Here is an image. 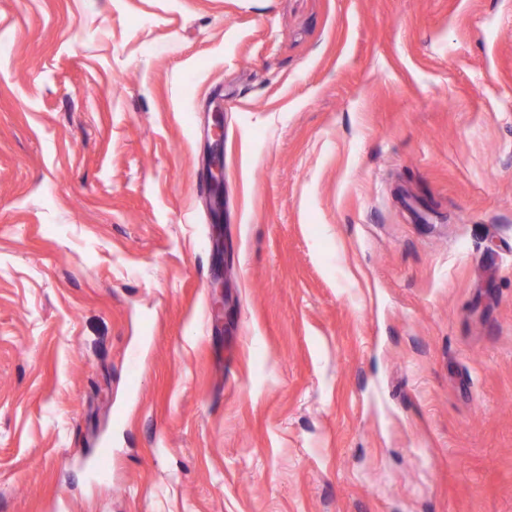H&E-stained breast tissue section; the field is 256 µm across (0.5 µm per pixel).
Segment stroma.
I'll list each match as a JSON object with an SVG mask.
<instances>
[{"mask_svg": "<svg viewBox=\"0 0 512 512\" xmlns=\"http://www.w3.org/2000/svg\"><path fill=\"white\" fill-rule=\"evenodd\" d=\"M0 512H512V0H0ZM209 183L211 202L215 215L214 247L219 255V261L224 264V226L221 223L220 204L224 200V162L220 157L213 156L209 168Z\"/></svg>", "mask_w": 512, "mask_h": 512, "instance_id": "obj_1", "label": "stroma"}]
</instances>
